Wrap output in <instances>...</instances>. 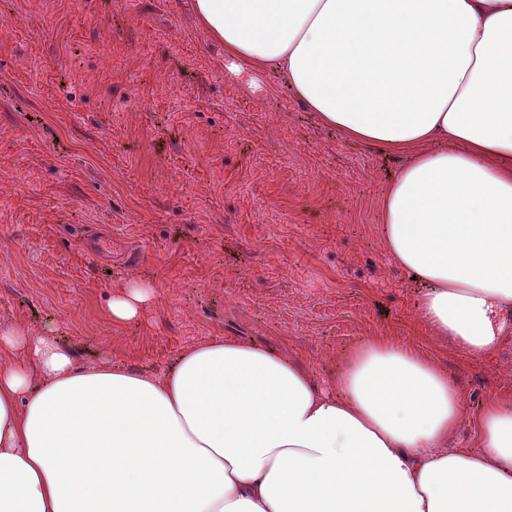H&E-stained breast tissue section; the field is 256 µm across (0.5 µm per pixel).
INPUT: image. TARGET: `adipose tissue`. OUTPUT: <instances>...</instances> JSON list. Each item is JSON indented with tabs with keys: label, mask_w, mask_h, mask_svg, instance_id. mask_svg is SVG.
Returning <instances> with one entry per match:
<instances>
[{
	"label": "adipose tissue",
	"mask_w": 512,
	"mask_h": 512,
	"mask_svg": "<svg viewBox=\"0 0 512 512\" xmlns=\"http://www.w3.org/2000/svg\"><path fill=\"white\" fill-rule=\"evenodd\" d=\"M232 75L275 67L321 124L402 159L380 199L420 334L512 339V0H192ZM151 287L108 305L136 319ZM340 393L234 337L164 373L0 324V512H512V405L451 447L465 396L414 346L357 342Z\"/></svg>",
	"instance_id": "ef3b65f1"
}]
</instances>
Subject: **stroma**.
Listing matches in <instances>:
<instances>
[{
    "label": "stroma",
    "mask_w": 512,
    "mask_h": 512,
    "mask_svg": "<svg viewBox=\"0 0 512 512\" xmlns=\"http://www.w3.org/2000/svg\"><path fill=\"white\" fill-rule=\"evenodd\" d=\"M401 162L320 124L276 72L250 81L189 0H0V322L77 364L162 372L234 336L326 389L385 336L465 395L454 447L512 402V341L474 361L418 335L423 287L388 261L379 201ZM153 298L118 325L117 287Z\"/></svg>",
    "instance_id": "stroma-1"
}]
</instances>
